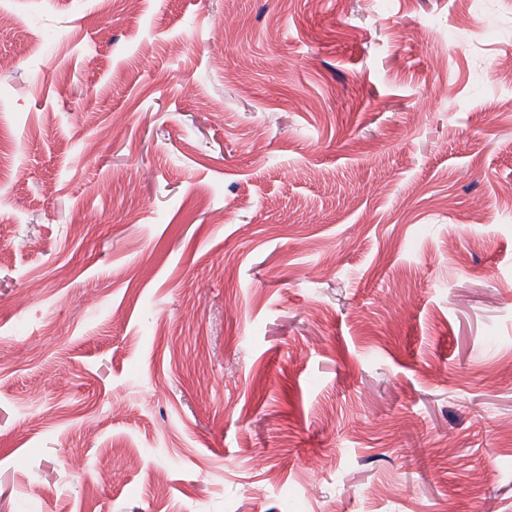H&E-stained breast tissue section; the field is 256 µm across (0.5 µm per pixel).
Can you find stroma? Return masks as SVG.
<instances>
[{"mask_svg":"<svg viewBox=\"0 0 512 512\" xmlns=\"http://www.w3.org/2000/svg\"><path fill=\"white\" fill-rule=\"evenodd\" d=\"M6 8L0 512H512V0Z\"/></svg>","mask_w":512,"mask_h":512,"instance_id":"stroma-1","label":"stroma"}]
</instances>
